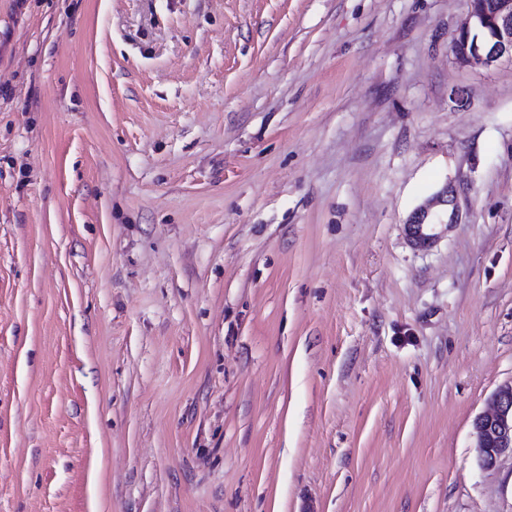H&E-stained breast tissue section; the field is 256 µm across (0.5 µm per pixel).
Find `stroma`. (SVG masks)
<instances>
[{"label": "stroma", "instance_id": "35a3bbf8", "mask_svg": "<svg viewBox=\"0 0 512 512\" xmlns=\"http://www.w3.org/2000/svg\"><path fill=\"white\" fill-rule=\"evenodd\" d=\"M468 12L0 0V512H512V59H455ZM458 220L459 210L453 190L445 187L417 209L409 219L408 235L414 245L426 247L432 244L437 237L436 234L428 231H433V227L436 225H444L448 229V224H455ZM475 430L481 466L493 467L505 453L512 456V382L497 390L490 411L476 419Z\"/></svg>", "mask_w": 512, "mask_h": 512}]
</instances>
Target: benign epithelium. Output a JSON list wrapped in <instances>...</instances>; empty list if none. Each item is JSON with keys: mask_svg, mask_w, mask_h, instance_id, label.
<instances>
[{"mask_svg": "<svg viewBox=\"0 0 512 512\" xmlns=\"http://www.w3.org/2000/svg\"><path fill=\"white\" fill-rule=\"evenodd\" d=\"M467 26L452 37L451 50L462 63L490 66L504 56L512 58V0H468ZM459 210L453 190L443 188L422 205L407 223L414 245L426 247L434 242L436 225L455 224ZM478 460L483 467L512 454V383L500 387L493 396L490 411L475 421Z\"/></svg>", "mask_w": 512, "mask_h": 512, "instance_id": "obj_1", "label": "benign epithelium"}]
</instances>
